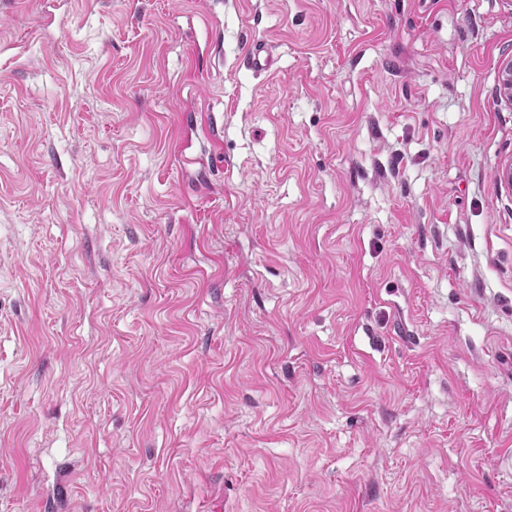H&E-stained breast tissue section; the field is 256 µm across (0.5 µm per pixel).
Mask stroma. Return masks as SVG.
Returning a JSON list of instances; mask_svg holds the SVG:
<instances>
[{"label": "stroma", "instance_id": "35a3bbf8", "mask_svg": "<svg viewBox=\"0 0 512 512\" xmlns=\"http://www.w3.org/2000/svg\"><path fill=\"white\" fill-rule=\"evenodd\" d=\"M511 60L512 0H0V512H512Z\"/></svg>", "mask_w": 512, "mask_h": 512}]
</instances>
